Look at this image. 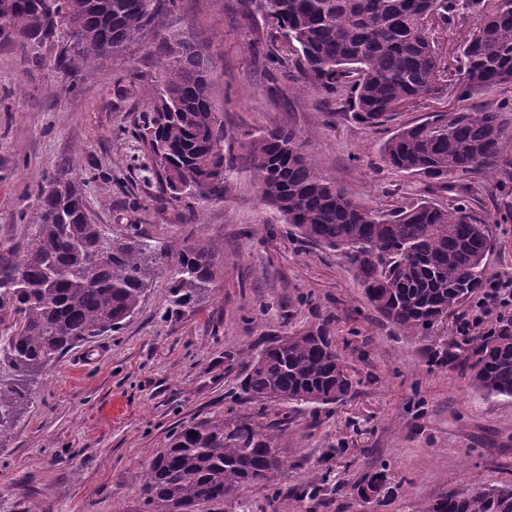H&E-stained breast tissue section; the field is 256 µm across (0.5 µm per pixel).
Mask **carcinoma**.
Returning a JSON list of instances; mask_svg holds the SVG:
<instances>
[{
	"mask_svg": "<svg viewBox=\"0 0 512 512\" xmlns=\"http://www.w3.org/2000/svg\"><path fill=\"white\" fill-rule=\"evenodd\" d=\"M239 11L265 14L275 36L253 62L305 91L346 101L353 120L380 127L418 99H440L448 69L432 30L473 22L459 45L464 75L458 107L402 124L384 142L393 170L449 203L403 202L387 210L352 196L326 173L292 128L242 134L259 202L276 209L306 241L336 252L369 304L408 331H429L483 287L494 248L489 220L467 195L472 180L512 181V101H470L512 89V0H237ZM175 0H0V43L26 46L36 64L55 45L91 66L134 50L142 31L162 24ZM288 42L286 51L282 42ZM160 88L153 97L154 138L144 140L162 194L193 207L224 199V120L211 102L207 48L172 35L154 49ZM22 250L0 256V308L21 324L0 350V443L10 437L33 388L69 349L121 330L145 301L157 271H167V313L196 312L214 292L222 250L176 240L157 251L149 237L93 224L73 180L39 184ZM327 317L305 335L280 336L251 358L241 389L250 402L344 401L356 381ZM461 362L472 387L512 399V317L465 341ZM291 419L246 413L212 416L183 427L144 469L143 512H194L248 488H269L288 472L279 447ZM418 512H512V482L454 493Z\"/></svg>",
	"mask_w": 512,
	"mask_h": 512,
	"instance_id": "1",
	"label": "carcinoma"
}]
</instances>
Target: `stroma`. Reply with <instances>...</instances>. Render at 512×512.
<instances>
[{
  "label": "stroma",
  "instance_id": "1",
  "mask_svg": "<svg viewBox=\"0 0 512 512\" xmlns=\"http://www.w3.org/2000/svg\"><path fill=\"white\" fill-rule=\"evenodd\" d=\"M235 2L176 0L134 53L93 67H42L21 43L0 44V254L23 245L40 178L59 174L77 179L95 223L138 225L159 247L188 236L224 249L216 292L195 313L165 318L167 280L156 275L122 331L69 349L34 388L0 443V512H139L143 469L171 435L212 415L261 410L239 396L248 361L264 339L328 314L358 379L354 396L291 408L287 477L197 512H273L277 498L282 512H418L447 492L512 481V400L480 396L460 364L442 362L446 328L410 333L387 321L333 252L290 235L257 199L241 135L296 129L327 173L377 208L444 203L448 193L386 166L381 146L393 126H359L321 92L292 91L253 65L252 44L269 39L266 19L241 17ZM170 34L208 47L231 160L223 200L191 212L145 185L151 162L134 133L158 87L151 49ZM485 185L471 206L494 219L486 275L512 276V182ZM376 470L387 483L363 500L353 486Z\"/></svg>",
  "mask_w": 512,
  "mask_h": 512
}]
</instances>
